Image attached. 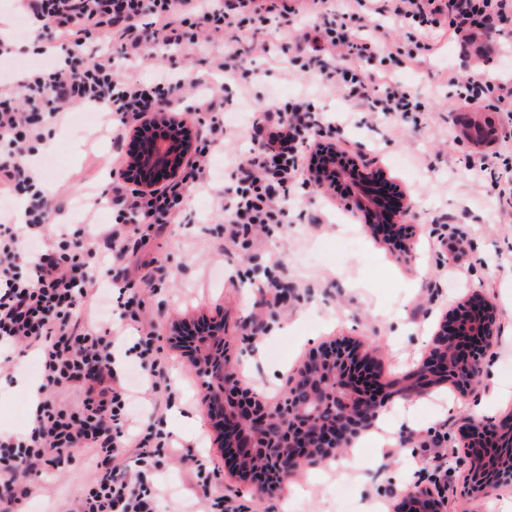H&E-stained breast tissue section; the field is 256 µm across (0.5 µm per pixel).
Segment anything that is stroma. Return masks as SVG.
Listing matches in <instances>:
<instances>
[{
  "label": "stroma",
  "instance_id": "1",
  "mask_svg": "<svg viewBox=\"0 0 512 512\" xmlns=\"http://www.w3.org/2000/svg\"><path fill=\"white\" fill-rule=\"evenodd\" d=\"M360 24L387 47L415 49L426 40L407 24L388 21L373 25L367 8H358ZM238 37H254L258 48L248 57V93L240 95L234 79H222L211 68L206 49L181 52L152 46L147 56L128 60L116 57L119 78L151 77L157 70L179 74L192 93L183 95L184 106H194L201 93L222 101L225 123L238 133L226 141L209 161L221 179L190 193L175 223L164 225L142 248L112 253L113 266L126 269L132 293L142 306L140 315L160 332L158 343L170 362L172 394L159 409L145 407L142 424L172 423L184 416V432L175 445L164 450L156 466L136 464L133 452L123 455L132 479L159 487V512H182L189 505L209 512L201 498L204 480L194 459L211 461L219 472L215 482L225 498L241 512H365L367 501H377L385 512L402 488L430 483L441 459L451 468L444 476L447 512H472L465 494L470 460L458 439L462 428L477 419L473 404L502 387L512 389V203L498 196L494 178L470 170L478 153L493 149L512 158V121L504 115L458 100L449 77L470 78L480 67L498 79L512 78V17L502 21L499 33L472 44L439 38L432 58L413 67L407 59L390 62L389 77L404 84L421 102L419 111L385 116L368 111L325 89L317 67L299 70L292 65L294 50L276 29L252 33L242 28ZM306 97L317 112L342 111L343 121L335 139L358 146L360 163L380 171L397 184L412 205L408 221L413 226V254L406 257L383 238L375 237L363 220H356L357 243L349 244L337 233L334 213L344 211L343 200L312 184L292 187L288 194L289 224L274 233H255L247 243L230 245L224 240V214L220 208L224 189L239 156L250 146L248 118L288 100ZM486 121L493 129L476 142L468 135L473 121ZM55 149L56 170L41 169L52 207L60 208L66 222L95 239V227L84 226L75 216L72 200L91 188L107 185L113 139L89 127L81 135L66 133ZM468 213L464 224H451L444 233L449 250L438 253L428 243L432 216ZM287 283V293L265 286L267 279ZM480 294L498 312L497 338L485 358L486 373L467 396L468 406L459 413L439 418L446 399L455 397L450 384L436 387L435 395L415 416L410 445L394 443L383 453L362 448L356 467L332 471L322 463L325 475L313 482V470L303 471L298 481L303 491L286 503L285 491L255 499L246 483L224 466V451L215 422L207 412L199 378L182 351L171 340L174 323L200 320L224 326L227 354L237 374L256 368L254 394L272 400L285 387L290 371L300 370L309 351L332 340L356 342L382 363L381 383L398 382L424 362L432 338L447 312L472 294ZM34 354L23 358L20 368L0 370V431L21 432L29 421V397L33 383ZM436 423L441 442H429L424 429ZM418 448V456L406 447ZM425 465L415 468L416 457ZM96 475L95 453L78 448L59 471L33 478L38 496L29 512H72L83 488Z\"/></svg>",
  "mask_w": 512,
  "mask_h": 512
}]
</instances>
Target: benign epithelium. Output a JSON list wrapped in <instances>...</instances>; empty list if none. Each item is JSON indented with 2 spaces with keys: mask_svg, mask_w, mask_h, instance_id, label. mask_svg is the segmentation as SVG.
Segmentation results:
<instances>
[{
  "mask_svg": "<svg viewBox=\"0 0 512 512\" xmlns=\"http://www.w3.org/2000/svg\"><path fill=\"white\" fill-rule=\"evenodd\" d=\"M175 104L164 112L148 116L133 135V148L125 170L128 183L139 189L160 182L174 181L193 147L189 125L172 116ZM317 162L313 178L321 188L334 190L347 187L344 200L349 208L359 207L368 215V228L387 237L404 256L411 254L409 228L405 216L410 203L395 185L378 172L360 169L358 160L348 159L327 141L316 142ZM490 304L479 294L471 296L466 307L452 311L440 325L417 375L409 377L389 393L378 384L379 359L361 352L349 341L325 343L310 351L304 367L288 379L281 397L274 403L248 394L242 395L228 384L236 378L224 357V328L209 324L189 328L174 326V343L186 353L201 379V387L211 416L216 420L224 440V457L237 473H242L244 451L266 440L274 430L277 439L272 447L279 449L272 459L277 470V485L249 482L259 496L270 494L295 473L313 468L321 459L310 457L308 448L347 449L374 423L377 413L392 395L402 399L428 394L436 382L451 378L456 391L466 397L483 376L484 353L496 340L495 326L488 315ZM191 334H185L186 329ZM307 392L322 407L336 408L334 428L322 426L315 414L295 401V395ZM487 425L473 421L462 432L461 448H478V433ZM470 466L468 493L475 500L488 499L501 482L512 480V469L492 479L475 475ZM402 512H444V487L435 482L431 487H410L400 494Z\"/></svg>",
  "mask_w": 512,
  "mask_h": 512,
  "instance_id": "1",
  "label": "benign epithelium"
}]
</instances>
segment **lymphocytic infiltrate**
I'll return each instance as SVG.
<instances>
[{
  "label": "lymphocytic infiltrate",
  "instance_id": "1",
  "mask_svg": "<svg viewBox=\"0 0 512 512\" xmlns=\"http://www.w3.org/2000/svg\"><path fill=\"white\" fill-rule=\"evenodd\" d=\"M374 14L405 22L426 32L447 27L449 37L467 42L495 29L512 15V0H375ZM42 24L40 55L52 58L4 78L0 76V198L25 196L23 223L0 221V351L24 345L39 361L38 401L29 427L19 434L0 433V494L8 503L33 498L34 489L15 492L22 475L43 474L70 462L76 448L97 451V477L79 497L75 512H158L154 488L134 484L117 460L136 452L139 466L152 467L172 440L163 429L140 427L141 408L169 392V364L158 346L155 326H143L138 309L125 301L119 322L106 330L81 323L84 305H99L94 276L104 272L119 292L132 288L123 269L106 264L107 251L126 243L147 244L155 226L174 223L189 191L209 177L211 155L223 148L234 128L220 117V104L197 98L195 109L209 114L180 180L142 191L129 187L125 161L115 158L110 181L86 197L89 217L106 208L116 215L98 227L96 243L82 241L51 221V211L37 170L24 165L46 129L66 122L72 113L103 108L113 128L126 127L161 111L183 90L181 80L160 72L144 80L113 74L116 56L141 57L149 43L171 48L196 44L198 30L223 38L226 30L276 24L281 34L296 30L302 13L325 14L329 0H20ZM147 28H139L142 17ZM341 13L306 32L295 46V61L318 66L324 81L359 105L386 115L417 111L420 103L401 85L383 79L385 56L363 26ZM344 47L348 55L377 62L362 75L330 62L329 53ZM467 104L479 105L512 119V83L468 81L457 87ZM329 122L310 103L296 98L252 117V147L236 167L234 183L224 190V233L230 243L255 231L287 223L288 190L308 183L312 159L307 152ZM137 329L128 343L124 332ZM131 344L151 385L141 390L124 384L116 356Z\"/></svg>",
  "mask_w": 512,
  "mask_h": 512
}]
</instances>
